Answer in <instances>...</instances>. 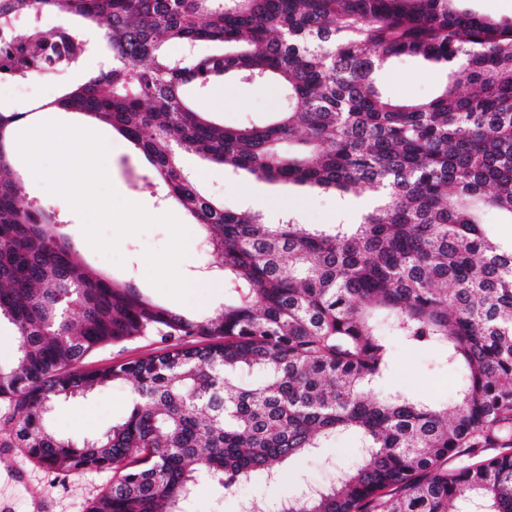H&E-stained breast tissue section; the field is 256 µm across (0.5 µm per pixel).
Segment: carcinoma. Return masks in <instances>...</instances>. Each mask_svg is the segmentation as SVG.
Returning a JSON list of instances; mask_svg holds the SVG:
<instances>
[{
	"label": "carcinoma",
	"mask_w": 512,
	"mask_h": 512,
	"mask_svg": "<svg viewBox=\"0 0 512 512\" xmlns=\"http://www.w3.org/2000/svg\"><path fill=\"white\" fill-rule=\"evenodd\" d=\"M452 2L0 0V78L71 72L98 54L97 74L56 107L140 149L147 185L221 256L224 304L204 318L87 272L61 212L23 201L6 145L25 112L0 107V318L18 342L0 402L37 464L112 470L88 512H181L203 474L226 491L275 484L293 460L327 463L341 436L357 455L315 493L274 499L277 512H512V242L481 219L512 224V22ZM49 11L105 26L104 40L71 25L41 36ZM401 56L449 82L391 101L376 76ZM222 78L272 83L288 108L219 123L186 89ZM185 152L343 199L373 192L376 205L358 224H267L206 195ZM391 336L440 352L457 374L451 403L379 389ZM146 338L162 347L83 369L96 350ZM126 382L130 412L107 431L75 442L50 428L58 403Z\"/></svg>",
	"instance_id": "carcinoma-1"
}]
</instances>
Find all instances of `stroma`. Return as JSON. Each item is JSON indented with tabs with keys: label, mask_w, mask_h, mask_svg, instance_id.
Wrapping results in <instances>:
<instances>
[{
	"label": "stroma",
	"mask_w": 512,
	"mask_h": 512,
	"mask_svg": "<svg viewBox=\"0 0 512 512\" xmlns=\"http://www.w3.org/2000/svg\"><path fill=\"white\" fill-rule=\"evenodd\" d=\"M94 55H87L78 71L42 76L31 81L23 91L5 87L0 99L25 106L37 100L57 97L63 86L83 79L93 72ZM447 80L445 72L421 61L401 58L387 65L378 75L377 85L382 93L395 100H420L435 96ZM197 109L210 112L228 126L259 122L281 111L286 101L271 84H246L234 79L222 80L206 91L195 94ZM95 129L108 143L105 161L110 181L122 198L143 205L149 213H182L179 204L159 202L143 178L149 165L143 154L111 126L96 123ZM182 164L192 174L199 187L209 196L223 202L233 211L260 212L264 221L274 224L287 212L296 213L304 224H331L344 221L358 223L370 205V197L342 201L333 195L321 194L305 187H288L267 183L249 176L233 173L223 165L204 163L192 154L184 155ZM67 232L70 234L82 261L94 272L115 281L132 282L155 302L195 317L210 313L223 303V295L206 291L195 296V307H186L156 290L146 278L144 253L159 249L169 240L168 231L155 226L138 236L124 238L119 252L123 265L96 252L82 233L80 217L68 212ZM393 373L385 381L387 389L425 396L441 402L452 401L456 377L440 354L433 349H411L399 340H392ZM131 385H118L96 391L84 400L58 408L52 417L55 429L62 435L80 439L109 428L122 420L130 410ZM7 404H0V512H87L91 502L112 483L111 470H93L63 474L48 470L30 461L18 448L11 432ZM354 441L339 437L326 451L333 464H342L355 453ZM332 464V466H333ZM311 461L290 463L277 486L258 481L227 493L216 487L209 478H201L193 496L185 503V512H242L249 499L266 494L292 495L304 484L330 482L334 471Z\"/></svg>",
	"instance_id": "obj_1"
}]
</instances>
